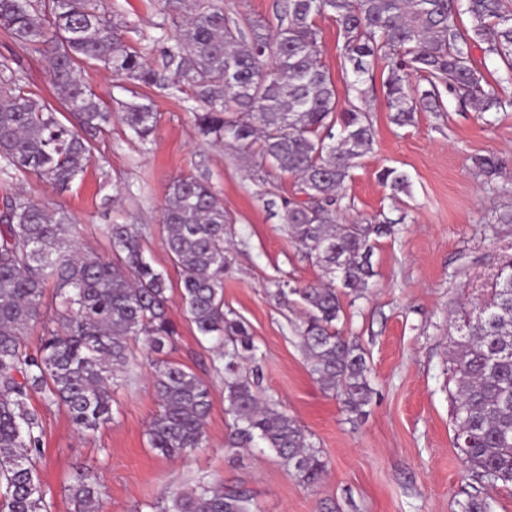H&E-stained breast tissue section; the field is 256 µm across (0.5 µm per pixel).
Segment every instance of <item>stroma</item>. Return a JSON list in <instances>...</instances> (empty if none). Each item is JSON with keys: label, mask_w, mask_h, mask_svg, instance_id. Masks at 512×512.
Here are the masks:
<instances>
[{"label": "stroma", "mask_w": 512, "mask_h": 512, "mask_svg": "<svg viewBox=\"0 0 512 512\" xmlns=\"http://www.w3.org/2000/svg\"><path fill=\"white\" fill-rule=\"evenodd\" d=\"M117 15L125 39L142 50L153 69L174 28L161 0H98ZM322 59L332 74L339 108L368 105L376 138L359 160L344 190L348 219L378 214L401 219L395 238L377 243L374 285L366 298L342 295L345 335L366 353L374 390L364 415L345 411L310 372L294 331L300 308L275 296L277 280L314 281L319 270L291 244L274 200L296 189L294 177L275 171L254 182L240 152L202 139L193 121L190 91L131 84L97 64L82 76L113 112L123 103L151 100L159 122L151 143L141 144L113 120L90 139L91 160L83 175L62 191L32 173H15L14 190L74 218L78 240L108 258L111 224L143 231L145 256L169 279V311L177 336L168 360L198 375L210 391V411L201 448L183 458L153 450L148 425L158 410L143 344L131 346L133 367L113 388V415L96 431L78 433L65 408L32 398L43 421L38 473L52 512H73L67 487L92 468L103 485V512H152L171 488L202 478L250 490L256 512H460L476 484L454 446L448 400L449 338L453 312L482 295L499 260L512 254V224L496 212L512 207V110L478 112L444 95L440 112H419L414 125L399 128L381 90L388 69L377 63L372 77L355 81L340 53L335 21L317 18ZM0 57L14 59L29 88L68 126L77 123L50 79L49 49L22 48L0 32ZM494 155L498 171L484 175L475 157ZM405 173L406 191L392 193L378 173ZM205 177L224 202L230 271L224 277V307L244 322L258 347L243 359L244 373L259 371L263 395L276 399L322 448L328 471L310 488L289 476L273 453L253 448L224 451L228 419L224 381L215 367L211 340L183 314L180 276L165 246L162 224L171 182Z\"/></svg>", "instance_id": "obj_1"}]
</instances>
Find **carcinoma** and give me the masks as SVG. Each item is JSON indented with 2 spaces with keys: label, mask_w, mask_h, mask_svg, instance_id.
<instances>
[{
  "label": "carcinoma",
  "mask_w": 512,
  "mask_h": 512,
  "mask_svg": "<svg viewBox=\"0 0 512 512\" xmlns=\"http://www.w3.org/2000/svg\"><path fill=\"white\" fill-rule=\"evenodd\" d=\"M175 35L163 47L161 75L125 41L122 23L96 0H0V30L22 47L53 44L51 78L58 98L76 111L88 134L112 123V110L81 78L95 62L119 80L177 91L187 87L200 137L247 152L257 176L269 170L297 178L280 198L282 220L302 256L321 271L312 283H277V296L299 304L297 325L311 374L324 392L354 415L372 398L365 353L342 335L341 291L364 295L376 275L371 258L382 237L395 235L388 218L343 223V191L360 158L372 150L374 129L363 106L338 109L336 87L322 60L316 19L329 15L356 77L383 61L382 84L392 121L403 127L417 111L442 112L440 87L478 112L512 107L498 92L512 83V0H277L274 20L242 26L218 0H163ZM468 21H463V16ZM497 59L503 75L490 82L477 66ZM120 120L141 142L153 135L151 102L122 105ZM90 159L86 137L64 125L28 89L13 60H0V180L31 172L64 189ZM382 182L408 186L385 167ZM0 201V512H51L36 470L43 426L29 406L34 394L66 408L74 428L95 431L112 418V385L129 369V341L141 339L151 360L159 410L148 427L152 448L180 458L202 447L210 394L189 368L160 358L173 344L168 277L147 260L134 224H111L113 259L83 251L75 222L3 189ZM166 245L180 272L184 311L198 332L216 342L224 360V451L263 446L307 487L319 485L328 462L297 421L264 397L258 380L240 371L256 346L246 326L224 311V202L201 176L174 180L162 213ZM62 298L55 326L38 350L27 348L30 325L44 316L48 282ZM463 335L450 338L448 390L454 439L473 480L484 488L512 485V256L503 259L472 310H458ZM76 512H100L98 474L81 472L69 486ZM161 512H254L245 489L200 480L163 496ZM461 512H491L490 497L468 495Z\"/></svg>",
  "instance_id": "1"
}]
</instances>
